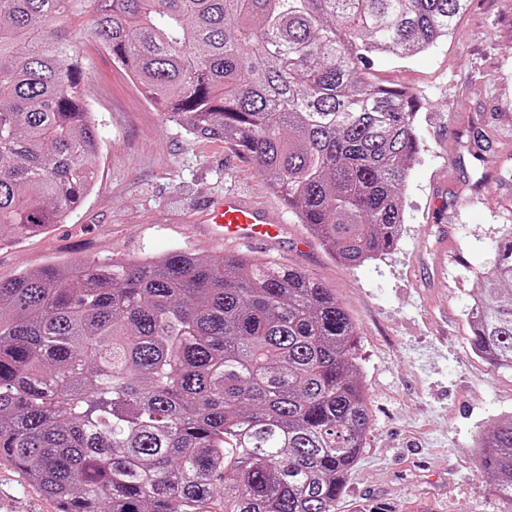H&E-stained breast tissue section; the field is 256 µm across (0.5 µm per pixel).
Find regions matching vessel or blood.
Masks as SVG:
<instances>
[{
  "label": "vessel or blood",
  "instance_id": "obj_1",
  "mask_svg": "<svg viewBox=\"0 0 512 512\" xmlns=\"http://www.w3.org/2000/svg\"><path fill=\"white\" fill-rule=\"evenodd\" d=\"M206 225L227 242L262 243L278 239L283 227L269 210L237 195L212 203Z\"/></svg>",
  "mask_w": 512,
  "mask_h": 512
}]
</instances>
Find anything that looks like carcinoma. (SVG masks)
<instances>
[{"mask_svg": "<svg viewBox=\"0 0 512 512\" xmlns=\"http://www.w3.org/2000/svg\"><path fill=\"white\" fill-rule=\"evenodd\" d=\"M466 0H0V245L64 224L100 150L82 44L195 138L232 143L332 255L394 249L419 99L371 79ZM471 130L466 149L489 148ZM472 350L512 370V228L476 272ZM357 329L269 258L52 260L0 280V459L57 512H336L370 425ZM512 505V418L479 438Z\"/></svg>", "mask_w": 512, "mask_h": 512, "instance_id": "cac0c4a2", "label": "carcinoma"}]
</instances>
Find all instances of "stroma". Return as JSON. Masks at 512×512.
Listing matches in <instances>:
<instances>
[{"label":"stroma","mask_w":512,"mask_h":512,"mask_svg":"<svg viewBox=\"0 0 512 512\" xmlns=\"http://www.w3.org/2000/svg\"><path fill=\"white\" fill-rule=\"evenodd\" d=\"M84 48L101 134L94 189L67 223L0 248V280L55 259L231 253L200 221L209 202L235 194L265 205L285 233L253 255L320 278L359 329L370 425L336 512H512L479 476L475 455L478 437L512 415V371L473 352L465 316L476 271L512 227V0H466L448 39L375 62L376 80L420 98L422 148L404 187L398 245L356 268L311 238L253 161L231 144L187 135L108 50ZM475 126L493 143L477 158L464 147ZM442 224L455 251L444 258V283L431 288L427 265ZM0 512L56 508L2 460Z\"/></svg>","instance_id":"obj_1"}]
</instances>
